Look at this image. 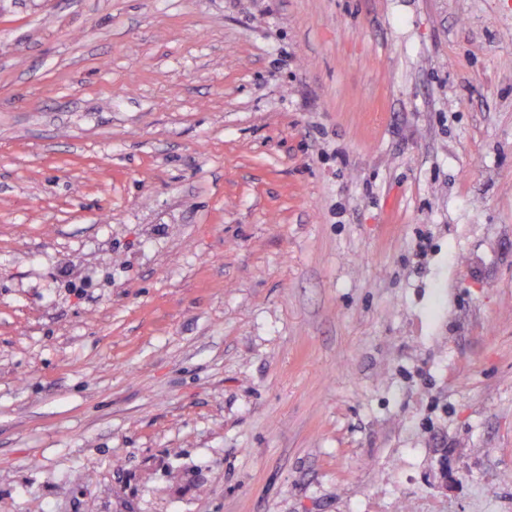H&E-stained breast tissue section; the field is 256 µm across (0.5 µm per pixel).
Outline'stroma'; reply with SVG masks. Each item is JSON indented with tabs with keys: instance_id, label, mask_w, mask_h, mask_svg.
Returning <instances> with one entry per match:
<instances>
[{
	"instance_id": "1",
	"label": "stroma",
	"mask_w": 512,
	"mask_h": 512,
	"mask_svg": "<svg viewBox=\"0 0 512 512\" xmlns=\"http://www.w3.org/2000/svg\"><path fill=\"white\" fill-rule=\"evenodd\" d=\"M398 448L512 469V0H0V512Z\"/></svg>"
}]
</instances>
